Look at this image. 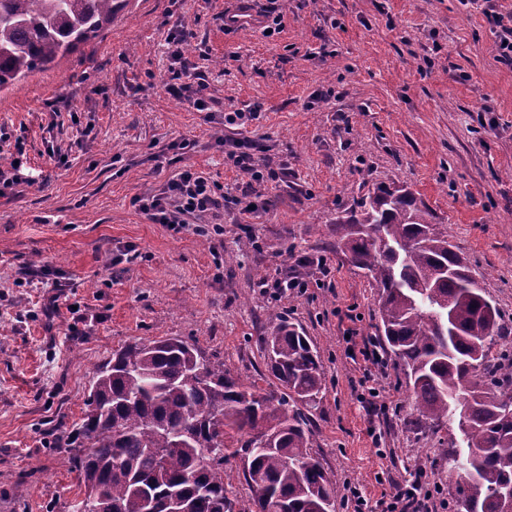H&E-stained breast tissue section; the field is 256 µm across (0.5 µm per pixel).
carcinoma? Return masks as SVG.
<instances>
[{"mask_svg": "<svg viewBox=\"0 0 512 512\" xmlns=\"http://www.w3.org/2000/svg\"><path fill=\"white\" fill-rule=\"evenodd\" d=\"M127 0H0V90L97 37ZM336 247L381 288L378 343L402 367L424 425L465 426L450 443L461 512H512V351L499 309L448 239V226L405 188L381 185L332 223ZM276 379L244 385L178 337L139 339L94 373L70 458L74 512H236L226 450L241 457L249 512H333L336 485L312 451L305 410L322 373L304 331L275 317L260 338Z\"/></svg>", "mask_w": 512, "mask_h": 512, "instance_id": "cac0c4a2", "label": "carcinoma"}]
</instances>
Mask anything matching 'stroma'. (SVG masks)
<instances>
[{
    "label": "stroma",
    "mask_w": 512,
    "mask_h": 512,
    "mask_svg": "<svg viewBox=\"0 0 512 512\" xmlns=\"http://www.w3.org/2000/svg\"><path fill=\"white\" fill-rule=\"evenodd\" d=\"M237 6L130 0L98 38L0 91V125L24 136L28 157L24 184L0 198V512H73L67 436L114 349L175 336L250 382L266 370L257 338L276 314L320 355L311 441L335 512H353L358 494L364 512H382L383 495L419 469L457 510L447 434L411 430L393 359L395 396L368 400L360 350L379 334V290L330 225L378 185L410 187L447 225L512 345V68L468 0H251L277 18L270 36L225 32ZM179 25L195 32L186 54L223 109L258 112L225 137L259 142L260 160L284 173L262 185L251 222L225 205L220 238L174 233L133 204L186 165L240 193L215 124L164 93L165 36ZM180 138L196 148L156 161ZM278 270L306 293L262 294L258 281ZM57 283L65 300L48 320L40 305Z\"/></svg>",
    "instance_id": "stroma-1"
}]
</instances>
